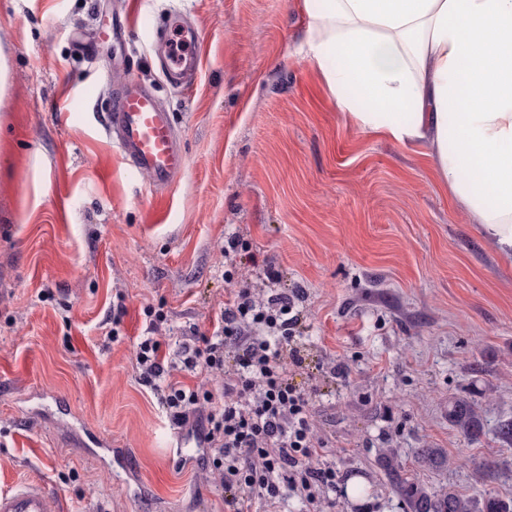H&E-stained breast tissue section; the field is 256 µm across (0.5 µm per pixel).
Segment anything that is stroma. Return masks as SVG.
<instances>
[{
  "label": "stroma",
  "instance_id": "35a3bbf8",
  "mask_svg": "<svg viewBox=\"0 0 512 512\" xmlns=\"http://www.w3.org/2000/svg\"><path fill=\"white\" fill-rule=\"evenodd\" d=\"M142 2L152 21L197 24L192 89L165 81L145 28L75 50L128 0H0V490L41 482L62 512H224L223 490L179 464L133 341L147 306L173 336L211 334L230 289H269L272 265L303 292L295 380L330 463L364 488L336 512H408L387 455L429 490L512 498V447L448 421L459 396L488 424L512 417V266L421 149L337 110L304 58V0ZM131 77L170 112L185 155L162 192L126 171L95 104ZM118 292L127 337L109 345ZM79 422L122 463L71 445Z\"/></svg>",
  "mask_w": 512,
  "mask_h": 512
}]
</instances>
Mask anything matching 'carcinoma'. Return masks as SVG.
Listing matches in <instances>:
<instances>
[{"instance_id":"1","label":"carcinoma","mask_w":512,"mask_h":512,"mask_svg":"<svg viewBox=\"0 0 512 512\" xmlns=\"http://www.w3.org/2000/svg\"><path fill=\"white\" fill-rule=\"evenodd\" d=\"M448 420L470 442L491 434L498 441L512 447V420L499 421L488 429L466 398L457 397L449 402ZM389 477L410 512H512V499H503L492 492L486 493L478 502L451 490L431 492L419 483L402 478L393 469Z\"/></svg>"}]
</instances>
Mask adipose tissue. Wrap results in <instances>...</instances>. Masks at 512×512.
Here are the masks:
<instances>
[{"label": "adipose tissue", "mask_w": 512, "mask_h": 512, "mask_svg": "<svg viewBox=\"0 0 512 512\" xmlns=\"http://www.w3.org/2000/svg\"><path fill=\"white\" fill-rule=\"evenodd\" d=\"M306 57L361 130L420 146L512 263V0H304Z\"/></svg>", "instance_id": "obj_1"}]
</instances>
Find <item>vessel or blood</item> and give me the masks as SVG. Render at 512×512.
Here are the masks:
<instances>
[{
    "mask_svg": "<svg viewBox=\"0 0 512 512\" xmlns=\"http://www.w3.org/2000/svg\"><path fill=\"white\" fill-rule=\"evenodd\" d=\"M163 48L165 77L179 87L194 85L202 64L197 27L165 22L156 28ZM105 129L115 141L129 173L147 176L155 190L172 185L184 167L170 114L157 97L131 79L107 99ZM54 498L41 483L30 481L0 492V512H54Z\"/></svg>",
    "mask_w": 512,
    "mask_h": 512,
    "instance_id": "vessel-or-blood-1",
    "label": "vessel or blood"
}]
</instances>
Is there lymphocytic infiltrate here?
<instances>
[{"label":"lymphocytic infiltrate","mask_w":512,"mask_h":512,"mask_svg":"<svg viewBox=\"0 0 512 512\" xmlns=\"http://www.w3.org/2000/svg\"><path fill=\"white\" fill-rule=\"evenodd\" d=\"M296 291L233 289L212 335L189 327L177 357L162 349V315L135 343L140 381L159 397L176 429L204 443L198 461L224 492V512H282L288 497L307 512H334L344 479L324 460L333 450L311 418L310 394L295 382ZM206 375L192 387L181 373Z\"/></svg>","instance_id":"lymphocytic-infiltrate-1"}]
</instances>
